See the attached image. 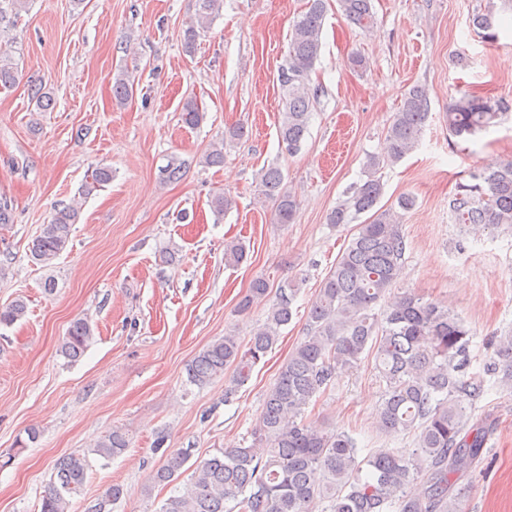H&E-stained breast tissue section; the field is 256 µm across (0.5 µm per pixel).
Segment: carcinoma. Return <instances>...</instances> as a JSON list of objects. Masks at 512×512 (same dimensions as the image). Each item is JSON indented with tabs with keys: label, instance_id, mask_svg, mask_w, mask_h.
<instances>
[{
	"label": "carcinoma",
	"instance_id": "1",
	"mask_svg": "<svg viewBox=\"0 0 512 512\" xmlns=\"http://www.w3.org/2000/svg\"><path fill=\"white\" fill-rule=\"evenodd\" d=\"M28 0H0V22L20 16ZM195 14L183 30L184 52H195L197 41L216 17L224 0H194ZM329 0H307L305 10L291 26L288 63L279 81L286 108L278 125L285 151L301 150L308 133L317 93L308 76L318 61ZM336 10L363 33L376 24L372 0H336ZM472 26L485 39H498L499 23L492 10L472 16ZM16 83L14 67L0 53V89ZM112 94L125 104L134 96V81L121 73ZM508 109L501 100L461 97L448 103L444 122L455 137L470 136L496 125ZM430 113L428 89L414 85L406 90L390 120L384 154L372 155L366 179L347 192V198L328 213L327 223L339 227L360 215L368 218L337 257L320 282L306 316L307 335L281 365L264 397L259 425L248 446L226 448L209 457L191 460L189 449L163 448L165 459L151 476L154 485L179 479L191 470L178 494L170 496L161 512H462L454 494L457 481L481 459L487 442L486 420L475 415V402L485 390L487 377L499 376L502 390L512 393V336L494 342L496 359L483 373L466 372L471 330L438 300H425L409 291L395 296L383 314L375 308L396 287L407 248L403 214L416 206L402 195L397 206L383 208L384 185L379 172L386 162L397 163L419 144ZM204 112L192 100L181 109V122L199 126ZM187 163L172 158L161 168V180L175 183L185 175ZM471 182L458 186L449 208L457 224L475 230L512 229V160L488 171L470 174ZM262 192L271 203L274 223H294L299 202L284 186V174L269 167L260 178ZM236 205L224 192L211 199L220 220ZM78 210H54L29 246L31 260L49 266L71 242ZM247 252L237 240L224 243V262L237 265ZM269 283L256 279L238 303L246 313L269 303L264 323L248 341L227 333L203 348L187 365L189 383L202 387L225 377L224 401L229 402L250 379L256 365L277 344L281 330L293 319L298 289L291 282L270 297ZM26 315L18 299L0 307V325L11 326ZM93 339L85 318L71 321L60 345L70 361L82 357ZM374 361L384 384L377 409L378 429L388 436L412 434L416 448L405 456L388 448H374L359 457L356 439L334 428H316L305 412L314 397L336 383L363 360ZM126 434L114 429L100 438L90 452L104 460L124 454ZM89 469L88 456L70 453L59 457L42 495L41 512H69L74 496L81 494ZM126 495L123 485H110L87 507V512H112Z\"/></svg>",
	"mask_w": 512,
	"mask_h": 512
}]
</instances>
